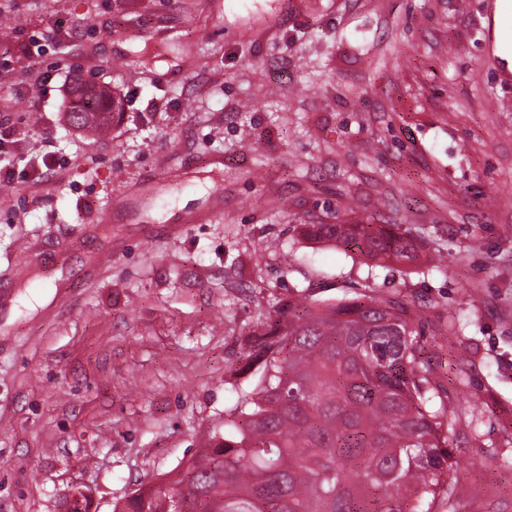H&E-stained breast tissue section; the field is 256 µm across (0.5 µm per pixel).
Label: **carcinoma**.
Wrapping results in <instances>:
<instances>
[{"label": "carcinoma", "mask_w": 512, "mask_h": 512, "mask_svg": "<svg viewBox=\"0 0 512 512\" xmlns=\"http://www.w3.org/2000/svg\"><path fill=\"white\" fill-rule=\"evenodd\" d=\"M117 96L87 86L68 121L109 129ZM310 240L369 260L412 261L414 243L380 224H305ZM253 388L209 447L132 491L113 512H432L456 467L460 415L433 385L400 302L286 300L252 331Z\"/></svg>", "instance_id": "cac0c4a2"}]
</instances>
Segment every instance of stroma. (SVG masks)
Returning a JSON list of instances; mask_svg holds the SVG:
<instances>
[{
  "label": "stroma",
  "instance_id": "1",
  "mask_svg": "<svg viewBox=\"0 0 512 512\" xmlns=\"http://www.w3.org/2000/svg\"><path fill=\"white\" fill-rule=\"evenodd\" d=\"M498 42L512 0H0L17 143L0 181V512H62L75 488L113 512L223 431L278 301L360 294L417 311L463 414L433 512H512ZM74 65L125 100L106 135L65 122ZM305 224H384L417 258L367 262Z\"/></svg>",
  "mask_w": 512,
  "mask_h": 512
}]
</instances>
